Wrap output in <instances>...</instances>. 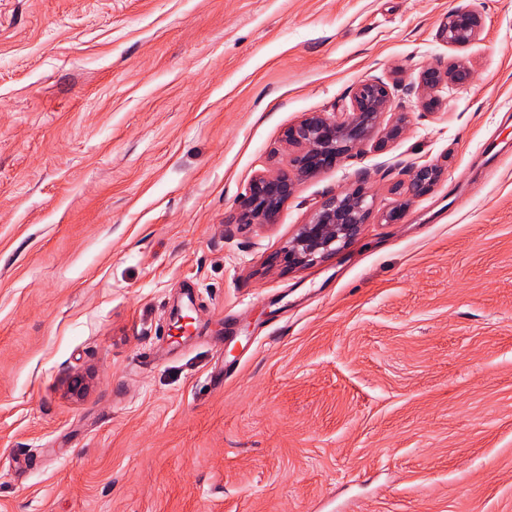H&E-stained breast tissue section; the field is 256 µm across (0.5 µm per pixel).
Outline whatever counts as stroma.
Listing matches in <instances>:
<instances>
[{"instance_id":"1","label":"stroma","mask_w":512,"mask_h":512,"mask_svg":"<svg viewBox=\"0 0 512 512\" xmlns=\"http://www.w3.org/2000/svg\"><path fill=\"white\" fill-rule=\"evenodd\" d=\"M370 79L403 134L236 223ZM0 512H512V0H0ZM483 28V18L476 6L448 13L441 21L437 37L448 47H462L475 41ZM471 79L472 69L466 63H454L445 70L432 66L423 68L419 75L423 106L428 109L436 107L440 92L463 87ZM443 168L437 164H424L413 169L406 192L415 197L429 194L440 181ZM296 175L288 168L273 175L261 174L252 180L247 194L240 202L239 224H270L283 204L292 195ZM368 196L362 187H356L323 201L284 247L288 267L313 264L352 242L370 214Z\"/></svg>"}]
</instances>
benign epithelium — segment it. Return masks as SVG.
I'll list each match as a JSON object with an SVG mask.
<instances>
[{"mask_svg":"<svg viewBox=\"0 0 512 512\" xmlns=\"http://www.w3.org/2000/svg\"><path fill=\"white\" fill-rule=\"evenodd\" d=\"M482 28L481 12L471 6L448 13L439 25L437 37L450 48L462 47L475 41ZM471 79L472 69L465 63H454L444 70L432 66L423 68L419 75L423 106L436 107L440 92L463 87ZM391 100L388 84L365 80L356 86L345 111L334 117L312 113L290 127L285 138L296 150L292 159L295 171L284 168L273 175L261 174L253 179L240 202L238 223H272L293 193L296 174L315 175L366 144L372 138L381 114L389 111ZM442 175L443 168L437 164L417 166L412 171L406 192L415 197L427 195ZM369 214L368 194L361 187L329 197L284 247L288 267L310 265L352 242L360 234Z\"/></svg>","mask_w":512,"mask_h":512,"instance_id":"1","label":"benign epithelium"}]
</instances>
